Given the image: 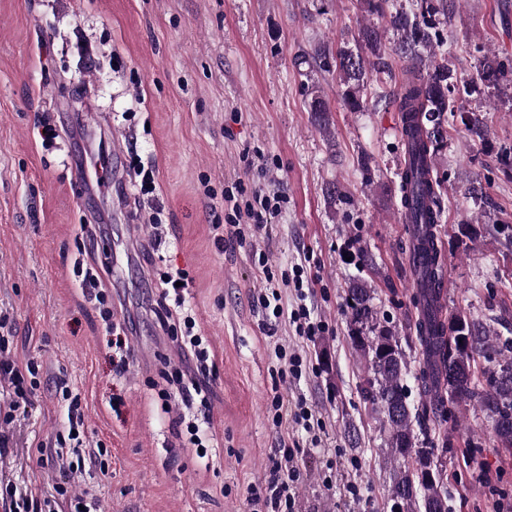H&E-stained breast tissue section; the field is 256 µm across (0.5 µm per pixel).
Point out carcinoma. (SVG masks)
Returning <instances> with one entry per match:
<instances>
[{
    "label": "carcinoma",
    "instance_id": "carcinoma-1",
    "mask_svg": "<svg viewBox=\"0 0 512 512\" xmlns=\"http://www.w3.org/2000/svg\"><path fill=\"white\" fill-rule=\"evenodd\" d=\"M458 0H360L363 12L385 20L382 27L362 24L352 41L318 48L309 65L339 77L341 102L350 112L375 102L395 107L403 119L407 147L400 171L404 223L413 225L416 293L415 340L425 357L418 403L408 401L407 362L399 337L377 322L371 289L359 284L351 294V345L367 361L363 396L383 417L390 461L395 464L391 512H451L443 487L442 463L432 448L417 446L415 428L427 429L430 416L446 404L475 403L492 421L498 446L512 448V337L501 336L462 310L445 314V256L437 237L442 221L441 182L429 177L428 157L443 140V121L456 98L485 88L512 86V59L488 52L470 84L459 86L448 54L435 50L440 21L448 20ZM394 47L388 48L387 42ZM392 50L402 63L397 90H386ZM320 129L327 130L331 107L319 91L309 103Z\"/></svg>",
    "mask_w": 512,
    "mask_h": 512
}]
</instances>
